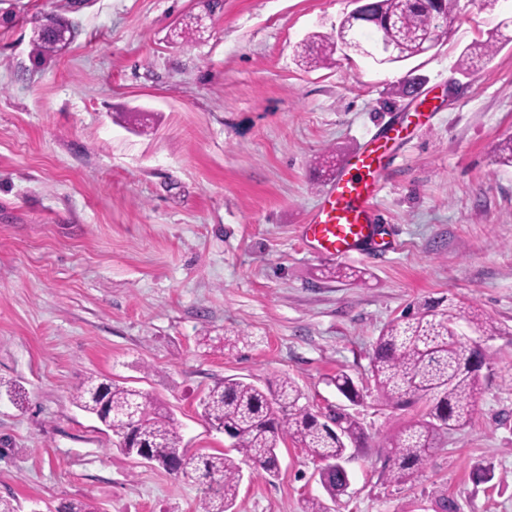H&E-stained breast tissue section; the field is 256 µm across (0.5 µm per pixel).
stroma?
<instances>
[{
	"instance_id": "obj_1",
	"label": "stroma",
	"mask_w": 512,
	"mask_h": 512,
	"mask_svg": "<svg viewBox=\"0 0 512 512\" xmlns=\"http://www.w3.org/2000/svg\"><path fill=\"white\" fill-rule=\"evenodd\" d=\"M442 45L399 65L338 51L301 65L351 0H0V497L17 512H195L198 483L121 453L72 401L88 377L152 394L191 453L229 442L200 400L225 377L287 375L313 412L355 414L364 448L343 461L335 512H512V27L491 59L462 64L512 0H461ZM75 37L33 58L32 28ZM406 123L381 173L386 250L311 251L301 224L376 131ZM358 281L328 278L336 267ZM453 301L494 328L457 330L489 354L472 418L425 470L399 481L383 443L424 403L391 409L369 369L381 330ZM361 389L353 405L331 379ZM280 471L243 464L237 512H303L326 499L294 441ZM494 478L476 483L475 469Z\"/></svg>"
}]
</instances>
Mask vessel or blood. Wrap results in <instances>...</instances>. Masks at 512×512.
<instances>
[{"label": "vessel or blood", "instance_id": "1", "mask_svg": "<svg viewBox=\"0 0 512 512\" xmlns=\"http://www.w3.org/2000/svg\"><path fill=\"white\" fill-rule=\"evenodd\" d=\"M400 133V128L394 126L387 134L373 135L367 146L352 155L328 181L301 226L308 247L343 258L383 246L376 199L380 174L391 160L387 144Z\"/></svg>", "mask_w": 512, "mask_h": 512}]
</instances>
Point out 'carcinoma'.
Returning <instances> with one entry per match:
<instances>
[{"mask_svg":"<svg viewBox=\"0 0 512 512\" xmlns=\"http://www.w3.org/2000/svg\"><path fill=\"white\" fill-rule=\"evenodd\" d=\"M460 0H360L363 14L356 37L369 41L388 32L390 20L398 17L412 22L421 33L439 32L444 18L460 13ZM338 38L314 34L309 44L316 53L303 56L317 66L336 51ZM60 48L49 39L43 26L35 29V51L43 60ZM495 163L512 168V137L493 148ZM478 331L487 330L482 315L463 313L450 302L439 310L424 303L391 322L377 337L371 362L378 399L397 409L426 400L420 419L404 424L389 438L388 461L393 476L402 480L422 472L440 442L442 434L470 420L474 396L481 389L480 370L486 359L482 350L470 349L458 334L455 323L461 317ZM336 390L349 402L362 399L353 379L341 371L332 379ZM81 410L94 415L117 437L116 447L128 456L149 454L154 463L168 469L170 460L186 456L189 465L181 473L205 485L197 512H236L235 501L243 478L237 459L228 452L190 455L183 445L180 425L150 394L108 379L89 377L72 395ZM303 393L296 381L286 376L275 386L261 387L239 378H226L209 389L202 400L203 416L215 429L232 431V450L243 460L272 475L280 467V444L290 438L310 456L327 463L319 478L331 500L344 494L346 472L338 469L348 450L363 436L356 416L338 408L317 418L300 403Z\"/></svg>","mask_w":512,"mask_h":512,"instance_id":"obj_1","label":"carcinoma"}]
</instances>
